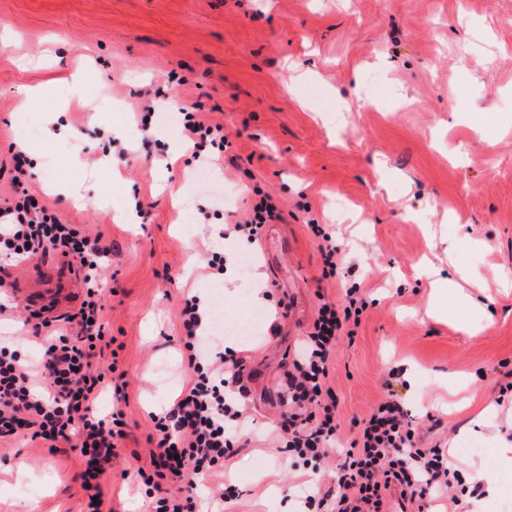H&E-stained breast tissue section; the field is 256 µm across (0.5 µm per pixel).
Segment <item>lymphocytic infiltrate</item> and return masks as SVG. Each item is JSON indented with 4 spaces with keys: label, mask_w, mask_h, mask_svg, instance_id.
<instances>
[{
    "label": "lymphocytic infiltrate",
    "mask_w": 512,
    "mask_h": 512,
    "mask_svg": "<svg viewBox=\"0 0 512 512\" xmlns=\"http://www.w3.org/2000/svg\"><path fill=\"white\" fill-rule=\"evenodd\" d=\"M276 205L254 204L251 212L225 225L222 238L255 243L263 225L280 220ZM49 251L72 258L83 270L87 298L79 309L77 335H59L45 351V391L35 389L34 374L16 356L0 349V440L31 431L51 446L66 444L86 461L85 481L97 480L105 463L118 455L126 436L122 412L107 415L95 402L110 384L91 360L105 338L98 315V276L106 254L99 239L65 224L32 195L21 194L0 209V255L20 260ZM367 306L360 288L347 290L343 304H322L311 332L288 363L279 390L285 411L275 425L277 452L319 467L330 452H338L336 485L305 496L303 512H386L388 491L401 498H445L450 512H465L453 494L457 471L448 466L443 448H422L416 429L400 401L387 399L359 421L348 447H339L340 424L336 396L327 379L336 346L349 323ZM189 349L188 383L165 415L154 418L157 449L148 466H137L144 485L153 479L176 482V495L161 498L156 512H200L199 478L224 469L237 452L239 440L251 426L244 400L248 394L246 359L242 351L226 348L212 355L196 353L198 333L205 321L199 296H188L179 311Z\"/></svg>",
    "instance_id": "lymphocytic-infiltrate-1"
}]
</instances>
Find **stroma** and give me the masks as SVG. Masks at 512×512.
Returning a JSON list of instances; mask_svg holds the SVG:
<instances>
[{
  "instance_id": "stroma-1",
  "label": "stroma",
  "mask_w": 512,
  "mask_h": 512,
  "mask_svg": "<svg viewBox=\"0 0 512 512\" xmlns=\"http://www.w3.org/2000/svg\"><path fill=\"white\" fill-rule=\"evenodd\" d=\"M76 73L80 99L66 93ZM49 80L53 93L33 107L41 134L24 137L26 90ZM168 103L222 124L236 166L210 145L171 154L184 135L163 129ZM63 105L64 132L45 121ZM118 128L138 135L115 147ZM19 150L44 154V169L18 174ZM199 172L210 182L198 190ZM51 180L78 183L87 204L50 192ZM20 184L107 250L101 314L113 342L96 364L116 370L97 408L123 411L127 437L100 481L101 512L156 510L128 469L155 447L154 407L186 385L178 312L192 294L262 314L230 338L252 372L253 431L201 494L227 479L241 494L235 512H296L300 485H332L336 459L313 471L273 449L276 391L320 305L354 286L370 304L329 371L342 443L396 391L420 447L447 443L462 478L479 471L495 487L482 512H512V468L495 459L512 425V290L501 286L512 278V0H0V207ZM226 186L236 190L227 204ZM258 189L284 221L252 246L226 240L224 257H251L253 281L271 288L260 304L239 276L213 288L206 269L219 229ZM127 199L132 225L113 209ZM313 224L329 225L346 275L324 277ZM424 263L451 288L436 292ZM0 292V347L28 368L47 346L30 315H69L84 298L56 252L0 257ZM288 297L299 304L292 321L275 312ZM466 439L482 453H464ZM84 469L68 448L24 435L0 443V512H91Z\"/></svg>"
}]
</instances>
